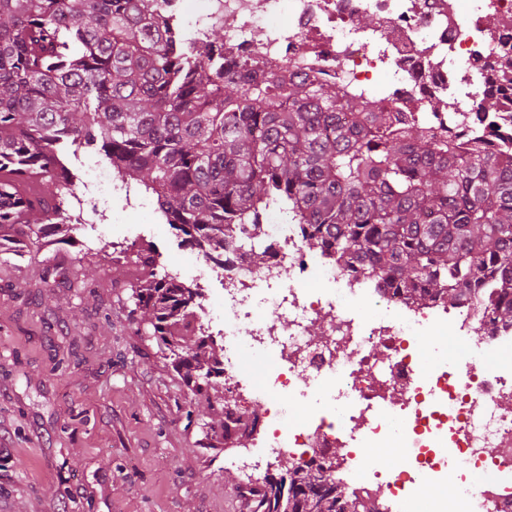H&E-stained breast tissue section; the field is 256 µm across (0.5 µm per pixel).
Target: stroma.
<instances>
[{
	"instance_id": "1",
	"label": "stroma",
	"mask_w": 512,
	"mask_h": 512,
	"mask_svg": "<svg viewBox=\"0 0 512 512\" xmlns=\"http://www.w3.org/2000/svg\"><path fill=\"white\" fill-rule=\"evenodd\" d=\"M99 229L92 252L0 258V512H234L247 477L228 460L254 439L224 437L222 410L250 393L194 395L129 289L141 253L189 288L199 266L149 210L108 208Z\"/></svg>"
}]
</instances>
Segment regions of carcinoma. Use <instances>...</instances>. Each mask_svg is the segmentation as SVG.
I'll return each mask as SVG.
<instances>
[{"label":"carcinoma","instance_id":"cac0c4a2","mask_svg":"<svg viewBox=\"0 0 512 512\" xmlns=\"http://www.w3.org/2000/svg\"><path fill=\"white\" fill-rule=\"evenodd\" d=\"M136 2L0 0V254L70 240L66 159L86 148L207 254L235 240L264 264L261 218L284 204L343 270L423 304L493 288V319L512 327V153L398 128L332 83L202 57ZM130 288L153 335L184 340L181 364L210 396L224 368L207 337L185 340L193 293L155 272ZM293 470L284 500L267 480L256 488L261 512H377L334 473Z\"/></svg>","mask_w":512,"mask_h":512}]
</instances>
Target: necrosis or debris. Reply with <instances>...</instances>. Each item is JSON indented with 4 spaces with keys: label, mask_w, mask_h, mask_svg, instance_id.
I'll use <instances>...</instances> for the list:
<instances>
[{
    "label": "necrosis or debris",
    "mask_w": 512,
    "mask_h": 512,
    "mask_svg": "<svg viewBox=\"0 0 512 512\" xmlns=\"http://www.w3.org/2000/svg\"><path fill=\"white\" fill-rule=\"evenodd\" d=\"M144 8L200 53L382 97L397 124L423 120L454 147L512 146V96L478 114L488 79L512 86V0H144ZM214 27L223 44L208 40ZM433 97L447 109L433 111ZM116 179L89 164L71 222L93 224ZM264 232L263 265L229 249L207 263L223 285L225 387L245 378L246 360L261 366L253 403L264 433L255 461L239 469L257 482L265 453L316 467L343 448L361 489L397 501L399 512H512V328L493 324L488 308L415 304L352 276L283 212L267 214ZM286 397L304 412L289 414ZM385 446L406 449L404 469L375 466L370 451ZM490 467L496 482L475 480Z\"/></svg>",
    "instance_id": "necrosis-or-debris-1"
}]
</instances>
